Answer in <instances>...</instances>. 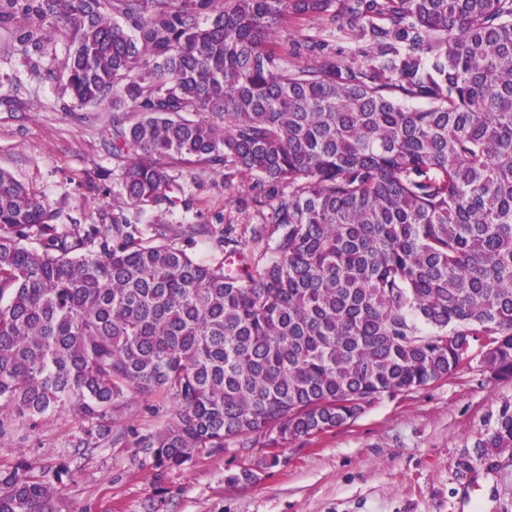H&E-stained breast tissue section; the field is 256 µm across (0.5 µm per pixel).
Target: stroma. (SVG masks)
<instances>
[{
	"label": "stroma",
	"mask_w": 512,
	"mask_h": 512,
	"mask_svg": "<svg viewBox=\"0 0 512 512\" xmlns=\"http://www.w3.org/2000/svg\"><path fill=\"white\" fill-rule=\"evenodd\" d=\"M61 62L49 54L30 67L23 46L0 40V169L48 201L59 228L93 230L87 250L95 253L112 239V204L122 197L119 164L99 135L112 111L64 95ZM182 180L184 202L165 215L171 227L245 222L224 193L223 169L187 171ZM506 403L512 379L491 378L475 360L376 400L325 433L284 443L276 461L262 438L201 449L161 473L139 442L173 422L177 405L132 392L112 416L119 443L72 447L81 426L60 412L0 435V468L21 455L37 469L69 456L73 480L51 512H512V452L465 476L456 469ZM245 469L251 479H241Z\"/></svg>",
	"instance_id": "35a3bbf8"
}]
</instances>
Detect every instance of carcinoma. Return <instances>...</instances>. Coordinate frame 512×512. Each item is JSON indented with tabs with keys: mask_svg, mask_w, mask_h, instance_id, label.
I'll return each mask as SVG.
<instances>
[{
	"mask_svg": "<svg viewBox=\"0 0 512 512\" xmlns=\"http://www.w3.org/2000/svg\"><path fill=\"white\" fill-rule=\"evenodd\" d=\"M305 21L326 38L280 42ZM2 34L31 61L63 45L65 92L112 106L124 196L89 255L0 170V427L69 410L97 448L130 390L162 395L177 421L142 445L168 470L326 432L476 343L512 378V0H0ZM217 166L231 194L252 179L235 267L176 243L204 224H139L183 202L176 170ZM475 448L458 468L512 450L511 403ZM72 476L21 457L0 512H49Z\"/></svg>",
	"mask_w": 512,
	"mask_h": 512,
	"instance_id": "carcinoma-1",
	"label": "carcinoma"
}]
</instances>
